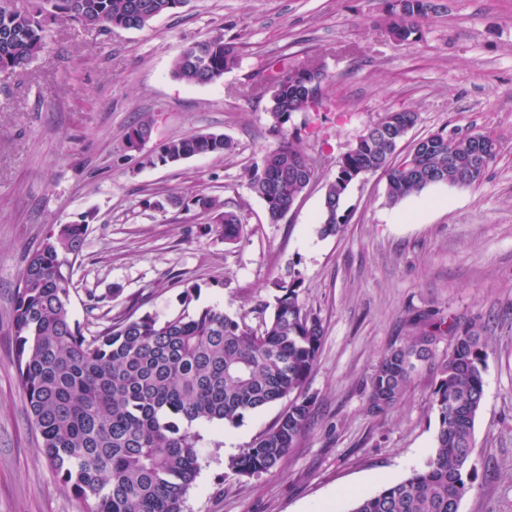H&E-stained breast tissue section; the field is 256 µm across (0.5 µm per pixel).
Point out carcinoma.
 <instances>
[{
    "label": "carcinoma",
    "instance_id": "carcinoma-1",
    "mask_svg": "<svg viewBox=\"0 0 512 512\" xmlns=\"http://www.w3.org/2000/svg\"><path fill=\"white\" fill-rule=\"evenodd\" d=\"M186 0H38L32 11L0 5V73L14 72L46 49L43 17L63 14L86 26L142 29ZM425 0L405 7L388 3L385 30L397 42L419 33ZM237 43L224 37L197 41L171 64L172 76L188 84L220 80L238 65ZM329 76L312 63L272 66L252 87L268 96L266 112L277 138L247 170L250 189L265 205L270 223L279 222L316 176L303 136L328 144L318 117L340 105L328 91ZM304 116L301 125L295 115ZM418 113L388 111L369 125L338 161L324 185L319 233L338 234L351 185L377 172L386 177V198L395 205L430 185L474 186L495 161L500 143L477 154L469 136L445 131L401 143ZM147 114L126 132L128 148L138 149L153 134ZM231 138L199 133L168 140L145 163H177L204 155L230 154ZM194 207L213 216L209 230L228 244L241 240L242 221L218 197L198 191L188 198L162 195L166 207ZM88 224H56L46 230L29 257L14 298L12 333L15 365L40 450L58 481L83 512H182L184 498L199 472L200 435L195 422L238 425L245 416L282 400L288 407L276 422L229 461L235 475L277 468L300 437L313 410L304 387L314 370L324 336L319 317L304 308L301 282L280 284L269 313L256 332L243 316L218 307L184 312L159 323L149 315L114 318L92 336L70 313L73 265L82 253ZM477 323H439L434 330L390 347L369 385V406L384 412L401 403L418 364L448 336V355L430 391L438 427L426 466L380 491L357 499L349 512H459L476 477L473 433L484 397L487 338Z\"/></svg>",
    "mask_w": 512,
    "mask_h": 512
}]
</instances>
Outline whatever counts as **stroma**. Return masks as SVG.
Returning a JSON list of instances; mask_svg holds the SVG:
<instances>
[{
  "mask_svg": "<svg viewBox=\"0 0 512 512\" xmlns=\"http://www.w3.org/2000/svg\"><path fill=\"white\" fill-rule=\"evenodd\" d=\"M409 42L384 29L385 0H186L140 30L87 27L48 17L43 56L0 73V512H80L39 450L18 383L10 327L28 257L52 224L88 221L73 267L70 309L95 335L108 318L217 306L262 320L276 281L300 276L301 301L324 336L305 392L313 415L279 468L236 476L228 461L268 429L278 402L237 426L193 424L200 469L183 512H318L398 483L429 460L437 414L433 364L418 368L404 399L368 409L381 355L418 333L421 315L487 328L484 398L476 418L477 479L459 512H512V0H426ZM221 36L240 47L238 66L207 85L171 74L189 44ZM314 60L331 78L345 118L322 116L331 138L302 146L317 178L276 224L246 179L276 143L267 99L252 93L265 68ZM419 114L416 140L441 130L488 131L501 152L472 187L436 184L391 206L381 174L344 202L341 233L318 232L323 186L338 157L382 113ZM152 145L196 133L229 136L232 155L150 166L126 146L142 115ZM204 191L241 214L244 235L227 244L195 210H155L154 197ZM196 291L190 304L184 283ZM108 298L92 307L90 296Z\"/></svg>",
  "mask_w": 512,
  "mask_h": 512,
  "instance_id": "obj_1",
  "label": "stroma"
}]
</instances>
